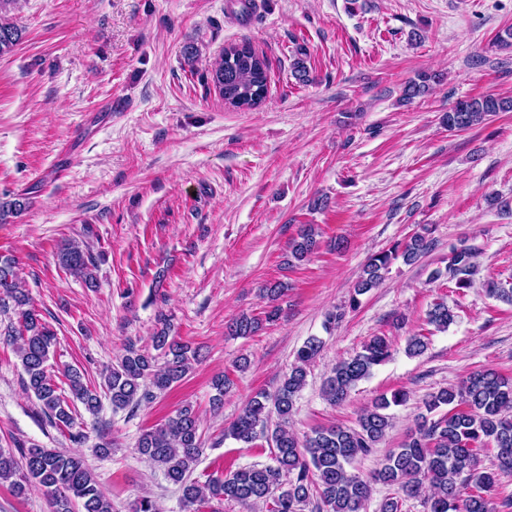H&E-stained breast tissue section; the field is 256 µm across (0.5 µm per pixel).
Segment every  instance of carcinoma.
I'll list each match as a JSON object with an SVG mask.
<instances>
[{
    "label": "carcinoma",
    "mask_w": 512,
    "mask_h": 512,
    "mask_svg": "<svg viewBox=\"0 0 512 512\" xmlns=\"http://www.w3.org/2000/svg\"><path fill=\"white\" fill-rule=\"evenodd\" d=\"M17 0H0V54L21 39L22 29L6 19ZM210 77L224 78V103L235 108L255 109L268 94V62L251 43L224 46L209 70ZM434 76L420 73L405 86L404 99L429 90ZM512 111V98L483 95L456 102L443 115L450 130H466L498 112ZM431 241L416 232L404 242L372 256L354 287L350 308L358 296L377 287L391 262L399 257L411 264L424 255ZM292 256L303 261L318 248L316 228L303 226L291 242ZM474 254L465 246L451 250L448 273L459 289L472 285L476 272ZM62 267L86 287L97 283V262L88 248L76 240L62 245ZM8 322L0 327L3 343L13 347L27 376L26 387L38 400L43 414L57 425L74 422L67 400L58 393L49 361L55 346L53 329L39 317L32 299L23 288L16 260L0 255V315ZM454 312L437 302L428 312V323L445 330ZM260 319L242 314L226 325L233 337L255 335ZM323 341L309 337L296 353L295 363L284 373L271 393H259L226 429L224 437L250 443L257 430L268 429L271 415L278 422L270 430L275 465H251L229 474L212 475L201 482L192 477L202 448V432L191 406L180 408L161 426L138 438L139 456L159 466L168 482L178 487L184 512H198L211 499L241 505L268 506V512H304L307 505L320 512H363L371 498V482L396 489L379 506V512H402L404 501L421 496L423 484L431 493L424 498L427 512H491V492L499 473H512V379L484 370L472 374L458 389H441L424 402L421 414L401 447L391 450L372 480L350 470L361 456L370 454L391 425L388 410L407 401V393L395 390L382 395L364 409L357 427L332 425L303 440L289 428L297 396L306 384L307 369L319 356ZM198 356L197 349L171 336L167 322L152 337V349L129 344L117 363L107 369L103 392L84 384L81 372H64L73 400L96 417L106 396L117 411L137 406L180 382ZM391 350L376 336L349 358L336 364L323 393L334 404L343 403L357 384L368 378L374 367L387 362ZM491 443L496 449V469L479 468L480 452ZM8 482L19 494L34 489L47 501L50 512H112V503L101 490L86 460L56 448L32 445L16 450L0 448V483Z\"/></svg>",
    "instance_id": "cac0c4a2"
}]
</instances>
